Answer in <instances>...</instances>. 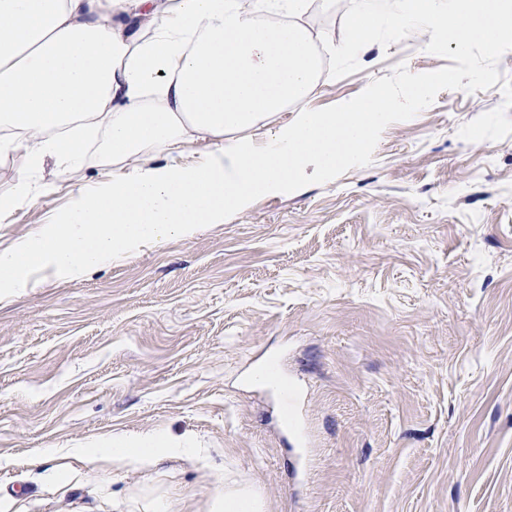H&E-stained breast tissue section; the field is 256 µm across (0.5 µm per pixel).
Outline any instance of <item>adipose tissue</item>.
<instances>
[{
  "label": "adipose tissue",
  "instance_id": "1",
  "mask_svg": "<svg viewBox=\"0 0 512 512\" xmlns=\"http://www.w3.org/2000/svg\"><path fill=\"white\" fill-rule=\"evenodd\" d=\"M308 0H0V151L33 167L79 164L63 128H101L128 174L81 191L37 231L0 250V301L37 274L78 281L115 257L244 213L254 200L332 176L367 156L398 97L368 89L311 108L318 59ZM279 12L283 21H268ZM267 131L264 141L247 137ZM183 142L195 166L150 165ZM208 150L203 143H186L175 150L155 149L149 152L145 159L150 165H164L169 163L181 165H194L198 163Z\"/></svg>",
  "mask_w": 512,
  "mask_h": 512
}]
</instances>
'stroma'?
Instances as JSON below:
<instances>
[{
  "instance_id": "obj_1",
  "label": "stroma",
  "mask_w": 512,
  "mask_h": 512,
  "mask_svg": "<svg viewBox=\"0 0 512 512\" xmlns=\"http://www.w3.org/2000/svg\"><path fill=\"white\" fill-rule=\"evenodd\" d=\"M349 0H310L342 41ZM418 34L321 75L336 109L398 64L449 66ZM500 86L440 92L390 124L371 164L256 199L241 215L0 302V512H512V135L459 128ZM105 135L54 190L0 213V249L120 175ZM193 448L148 466L102 452L142 436ZM225 512L259 511L258 495L252 490L234 489L224 494Z\"/></svg>"
}]
</instances>
